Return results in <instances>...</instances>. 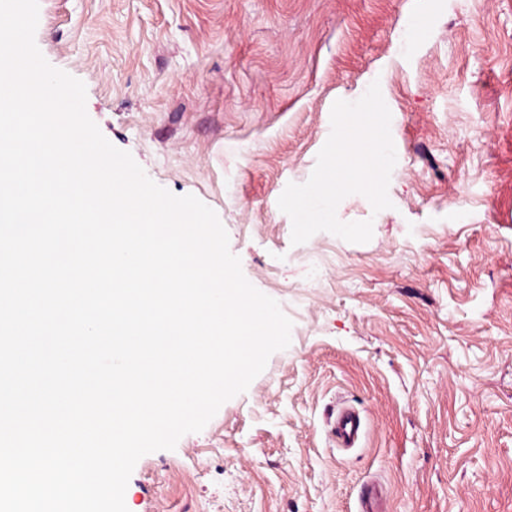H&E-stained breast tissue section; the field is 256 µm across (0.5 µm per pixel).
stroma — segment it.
I'll return each instance as SVG.
<instances>
[{"label": "stroma", "mask_w": 512, "mask_h": 512, "mask_svg": "<svg viewBox=\"0 0 512 512\" xmlns=\"http://www.w3.org/2000/svg\"><path fill=\"white\" fill-rule=\"evenodd\" d=\"M35 42L293 323L202 431L139 459L129 512H362L372 484L381 512H512V0H39ZM375 77L392 206L349 195L369 242L292 244L278 199ZM360 430L359 414L348 407H340L331 423V434L344 447L354 444Z\"/></svg>", "instance_id": "1"}]
</instances>
